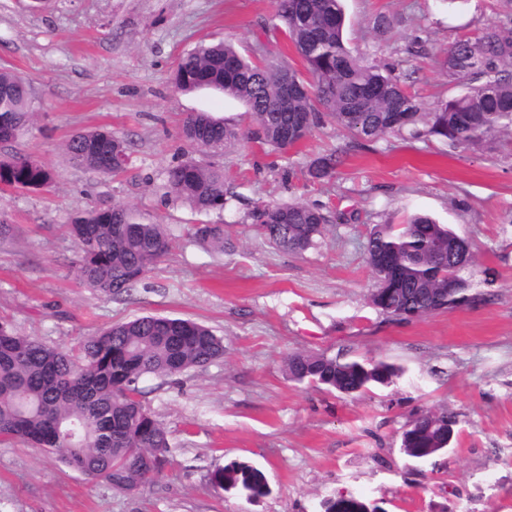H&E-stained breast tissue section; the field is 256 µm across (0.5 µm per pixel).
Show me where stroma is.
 Returning <instances> with one entry per match:
<instances>
[{"label": "stroma", "instance_id": "obj_1", "mask_svg": "<svg viewBox=\"0 0 512 512\" xmlns=\"http://www.w3.org/2000/svg\"><path fill=\"white\" fill-rule=\"evenodd\" d=\"M274 10L273 0H0V69L30 84L36 109L29 133L4 149L56 174L44 189L0 190V224L14 227L0 242V320L68 349L149 314L191 319L224 339L207 367L144 382L141 402L170 444L151 484L116 491L13 439L0 444V512H321L342 494L383 512H512V136L484 152L405 134L354 148L328 122L273 152L248 139L255 124L241 101L175 90L179 57L203 42L250 55L261 45L266 58L299 65L261 30ZM344 10L347 47L405 77L431 108L467 89L442 69L444 49L512 18V0H344ZM380 15L394 19L384 34L373 28ZM194 112L240 133L214 159L230 197L204 216L161 189ZM99 127L130 144L121 176L97 177L65 153L71 135ZM331 150L344 155L335 177L309 179L310 159ZM260 202L319 204L329 222L316 246L288 253L252 224ZM116 203L167 225L173 242L146 287L108 297L79 280L68 226ZM414 213L470 243L487 301L410 321L373 307L367 236ZM199 222L223 225V251L189 236ZM295 353L383 360L399 374L347 397L293 380ZM439 408L456 415V440L414 462L402 431ZM233 460L262 469L270 495L250 502L215 485L212 473Z\"/></svg>", "mask_w": 512, "mask_h": 512}]
</instances>
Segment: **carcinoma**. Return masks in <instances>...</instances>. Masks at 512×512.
<instances>
[{"label":"carcinoma","mask_w":512,"mask_h":512,"mask_svg":"<svg viewBox=\"0 0 512 512\" xmlns=\"http://www.w3.org/2000/svg\"><path fill=\"white\" fill-rule=\"evenodd\" d=\"M341 0H275L265 33L291 43L303 68L246 58L218 42L179 58L174 88H211L242 101L256 129L252 139L281 151L299 145L329 119L357 145L390 133L416 140L437 139L448 149L488 146L512 133V18L474 39L448 46L441 65L448 77L473 83L469 91L428 111L387 68L366 64L343 41ZM33 98L28 83L0 70V131L9 143L29 128ZM187 157L169 168L164 195L199 214L224 209V168L195 154H219L238 131L206 112L186 118L181 130ZM112 147V166L91 144ZM65 152L76 166L103 177L123 172L128 142L106 129L72 135ZM343 153L317 155L307 175L332 179ZM42 189L54 174L22 154H0V183ZM250 218L271 243L299 254L315 246L328 222L322 208L306 203L256 205ZM193 236L224 251V225L194 224ZM71 233L78 244V275L86 287L119 296L145 285L144 275L171 247L164 224L127 204L76 216ZM366 259L374 278L370 299L381 313L400 320L422 318L486 299L473 292L474 257L468 243L448 226L417 214L404 224H377L369 233ZM224 355V339L188 319L145 315L87 337L78 351L50 346L0 321V439H23L59 456L69 469L125 491L157 477L169 448L161 424L143 407L141 384L203 368ZM288 370L308 382L347 396L386 385L397 369L384 361H344L293 354ZM456 417L441 408L414 417L401 436L402 450L427 459L448 448ZM211 480L249 500L267 496L258 467L233 460ZM369 503L352 495L336 499V512H366Z\"/></svg>","instance_id":"carcinoma-1"}]
</instances>
